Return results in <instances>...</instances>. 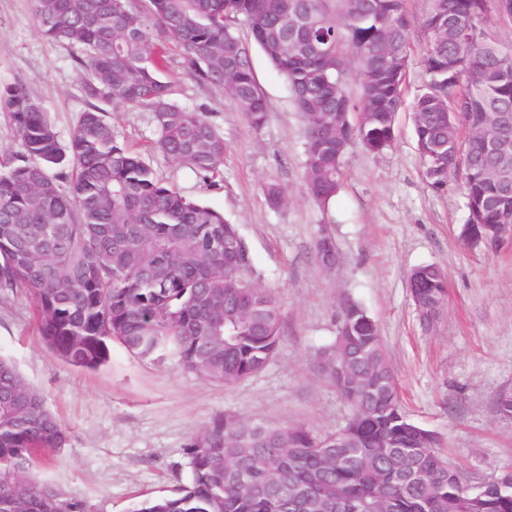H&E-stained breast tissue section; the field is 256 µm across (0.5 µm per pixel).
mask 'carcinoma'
<instances>
[{
    "mask_svg": "<svg viewBox=\"0 0 512 512\" xmlns=\"http://www.w3.org/2000/svg\"><path fill=\"white\" fill-rule=\"evenodd\" d=\"M149 2L145 14L131 0H30L42 36L82 52L87 108L67 143L39 99L0 84V111L22 145L0 159V295L33 302L40 336L68 364L96 369L117 341L229 385L260 372L279 346L281 307L248 278L238 225L158 175L108 117L149 113L155 149L203 180L222 177L224 138L206 113L172 99L157 24L255 129L269 119L251 57L252 46L263 51L288 81L306 191L323 205L352 145L376 155L394 141L416 36L427 80L410 112L426 183L441 191L463 172L469 224L512 214V188L488 148L491 139L512 146V125L493 121L512 113V65L492 25L512 22L501 0H422L417 15L406 0ZM241 22L251 39L237 34ZM264 194L273 208L285 203L275 182ZM412 274V301L430 325L447 302L445 273L426 264ZM339 309L336 336L313 362L349 407L340 428L218 420L191 437L186 482L132 512H512V486L495 482L509 469L469 485L403 411L375 320L352 299ZM67 441L43 396L0 355V512H92L31 475Z\"/></svg>",
    "mask_w": 512,
    "mask_h": 512,
    "instance_id": "cac0c4a2",
    "label": "carcinoma"
}]
</instances>
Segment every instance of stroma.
Returning <instances> with one entry per match:
<instances>
[{
	"mask_svg": "<svg viewBox=\"0 0 512 512\" xmlns=\"http://www.w3.org/2000/svg\"><path fill=\"white\" fill-rule=\"evenodd\" d=\"M155 38L173 98L206 112L224 139L223 176L204 182L153 150L148 113H119L120 138L184 194L238 225L251 279L281 306V341L263 370L230 385L184 373L171 359L140 358L116 342L107 363L85 370L45 345L30 299L0 298V354L17 364L69 431L67 445L39 466V478L93 512H130L185 482L193 433L217 420L336 430L348 407L311 358L334 339L345 297L377 322L403 408L436 435L437 453L474 483L512 464V420L494 406L496 392L512 384V243L487 248L463 241L462 180L452 176L441 192L426 184L409 110L397 112L395 139L384 154L349 149L339 192L322 206L304 190L302 125L288 83L263 52L253 50L252 64L270 118L256 130L223 89L200 83L163 30ZM78 54L41 36L30 0H0V83H20L40 99L63 142L86 107ZM271 180L285 194L279 210L265 199ZM324 226L340 256L331 271L313 254ZM430 263L446 273L447 304L426 327L408 278Z\"/></svg>",
	"mask_w": 512,
	"mask_h": 512,
	"instance_id": "1",
	"label": "stroma"
}]
</instances>
